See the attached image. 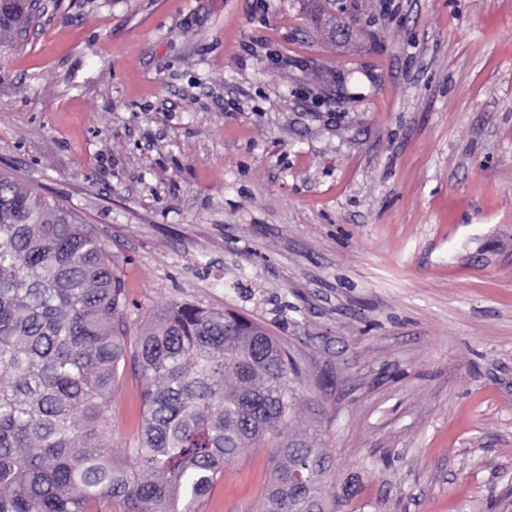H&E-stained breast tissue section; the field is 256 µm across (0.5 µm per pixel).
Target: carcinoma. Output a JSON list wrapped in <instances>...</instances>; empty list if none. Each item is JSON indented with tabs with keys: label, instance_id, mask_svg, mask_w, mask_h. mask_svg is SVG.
Wrapping results in <instances>:
<instances>
[{
	"label": "carcinoma",
	"instance_id": "carcinoma-1",
	"mask_svg": "<svg viewBox=\"0 0 512 512\" xmlns=\"http://www.w3.org/2000/svg\"><path fill=\"white\" fill-rule=\"evenodd\" d=\"M338 25L336 0H301ZM39 10L0 21V53ZM129 297L106 246L70 213L0 175V512H191L245 448H271L259 512H336L333 461L303 437L287 352L258 323L175 302L130 347ZM143 381L136 438L112 452L126 360Z\"/></svg>",
	"mask_w": 512,
	"mask_h": 512
}]
</instances>
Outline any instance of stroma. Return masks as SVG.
<instances>
[{"label":"stroma","mask_w":512,"mask_h":512,"mask_svg":"<svg viewBox=\"0 0 512 512\" xmlns=\"http://www.w3.org/2000/svg\"><path fill=\"white\" fill-rule=\"evenodd\" d=\"M340 3L334 44L296 0H58L0 56V173L105 243L129 338L175 301L277 338L336 512H512V0Z\"/></svg>","instance_id":"35a3bbf8"}]
</instances>
